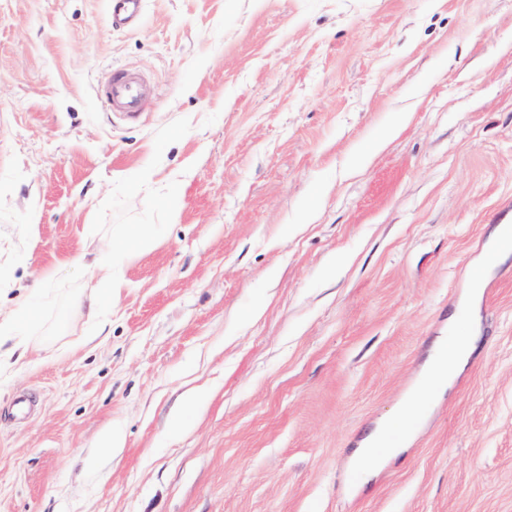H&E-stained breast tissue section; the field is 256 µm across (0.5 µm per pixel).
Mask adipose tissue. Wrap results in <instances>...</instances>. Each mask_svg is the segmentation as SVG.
Masks as SVG:
<instances>
[{
  "mask_svg": "<svg viewBox=\"0 0 512 512\" xmlns=\"http://www.w3.org/2000/svg\"><path fill=\"white\" fill-rule=\"evenodd\" d=\"M153 243L150 235L135 229L124 243L117 245L109 241L102 242L96 253L87 259L86 265L93 276L84 292L88 317L94 336H101L109 324L102 316V305L112 298L121 284L112 276V267L121 261L131 250L144 251ZM37 293L28 298L10 312H0V375L14 373L28 355V329L39 316ZM472 348L469 334L439 342L432 350L422 378L407 395L398 415L390 420L391 428L406 432L428 399L433 387H447L454 381L458 371L465 364Z\"/></svg>",
  "mask_w": 512,
  "mask_h": 512,
  "instance_id": "adipose-tissue-1",
  "label": "adipose tissue"
}]
</instances>
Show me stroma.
<instances>
[{
    "label": "stroma",
    "instance_id": "1",
    "mask_svg": "<svg viewBox=\"0 0 512 512\" xmlns=\"http://www.w3.org/2000/svg\"><path fill=\"white\" fill-rule=\"evenodd\" d=\"M116 68L152 84L138 122L95 99ZM500 224L512 0H145L131 28L108 0H0V309L48 289L0 378V512H512ZM136 225L154 245L114 265L84 347L80 259ZM461 310L479 340L452 388L348 484Z\"/></svg>",
    "mask_w": 512,
    "mask_h": 512
}]
</instances>
